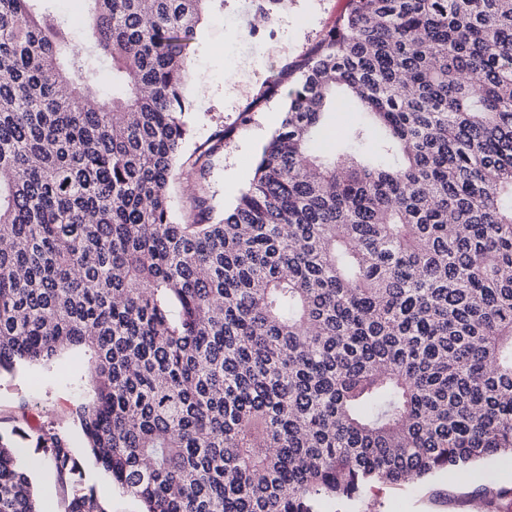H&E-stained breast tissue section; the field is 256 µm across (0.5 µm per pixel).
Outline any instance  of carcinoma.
Returning a JSON list of instances; mask_svg holds the SVG:
<instances>
[{
	"mask_svg": "<svg viewBox=\"0 0 512 512\" xmlns=\"http://www.w3.org/2000/svg\"><path fill=\"white\" fill-rule=\"evenodd\" d=\"M0 0V375L88 352L86 448L145 512H316L512 456V0H347L233 204L191 139L215 0ZM270 22L287 0H252ZM121 94L85 93L102 60ZM342 92L366 120L315 153ZM19 427L0 512H40ZM65 512H109L68 431ZM44 3L50 12L67 18L75 27L89 28L88 19L81 11V0H48ZM194 178L185 175L177 177L170 185V193L173 199L175 218L184 222L188 213L190 198L198 192Z\"/></svg>",
	"mask_w": 512,
	"mask_h": 512,
	"instance_id": "1",
	"label": "carcinoma"
}]
</instances>
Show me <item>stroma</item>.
I'll use <instances>...</instances> for the list:
<instances>
[{
    "label": "stroma",
    "instance_id": "35a3bbf8",
    "mask_svg": "<svg viewBox=\"0 0 512 512\" xmlns=\"http://www.w3.org/2000/svg\"><path fill=\"white\" fill-rule=\"evenodd\" d=\"M346 0H288L273 24L253 25L250 0H214L192 45L188 72L196 142L229 127L233 134L215 154L207 178L220 206L229 205L252 173L262 145L278 130L284 97H264L275 81L294 82V69L332 27ZM251 113L240 124L242 113ZM86 363L82 350L70 349L50 368L33 367L0 377V431L33 429L48 421L67 426L74 448L85 460L84 482L93 486L110 512H144L143 504L115 486L88 457L82 434L73 425L81 399L77 381ZM477 485L458 484L442 472L414 484L374 483L352 503L322 502L318 512H468L476 487L512 488V456H495L477 465Z\"/></svg>",
    "mask_w": 512,
    "mask_h": 512
}]
</instances>
